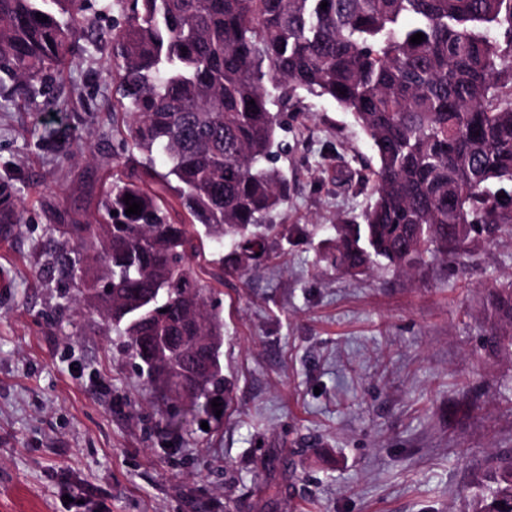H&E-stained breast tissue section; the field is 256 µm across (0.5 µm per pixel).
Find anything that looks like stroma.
<instances>
[{
  "mask_svg": "<svg viewBox=\"0 0 512 512\" xmlns=\"http://www.w3.org/2000/svg\"><path fill=\"white\" fill-rule=\"evenodd\" d=\"M75 54L0 108V200L16 209L0 223V512H471L512 454V358L490 343L512 239L476 236L409 275L336 271L321 255L370 203L375 158L350 113L299 92L273 259L214 286L228 410L173 428L177 404L48 270L131 152L108 47Z\"/></svg>",
  "mask_w": 512,
  "mask_h": 512,
  "instance_id": "stroma-1",
  "label": "stroma"
}]
</instances>
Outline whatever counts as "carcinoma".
Listing matches in <instances>:
<instances>
[{
  "label": "carcinoma",
  "mask_w": 512,
  "mask_h": 512,
  "mask_svg": "<svg viewBox=\"0 0 512 512\" xmlns=\"http://www.w3.org/2000/svg\"><path fill=\"white\" fill-rule=\"evenodd\" d=\"M327 2L321 9V2ZM123 120L142 161L109 182L102 213L65 225L57 267L109 323L150 387L187 399L180 428L227 398L221 349L193 390V341L224 335L203 275L270 258L288 200L281 113L299 91L353 115L376 158L362 222L338 224L322 260L408 274L512 236V0H104ZM89 0H0V70L33 96L94 30ZM47 17L37 19L36 14ZM421 32L425 40L410 43ZM500 33L503 38L495 37ZM345 94H340V91ZM254 104H249V101ZM168 170L155 171L153 157ZM141 204L126 215L125 195ZM229 250H224V245ZM495 349L512 357V279L493 295ZM472 512H512V455L476 486Z\"/></svg>",
  "instance_id": "obj_1"
}]
</instances>
